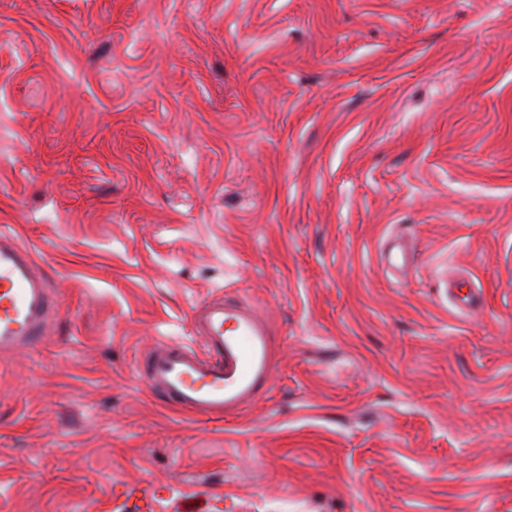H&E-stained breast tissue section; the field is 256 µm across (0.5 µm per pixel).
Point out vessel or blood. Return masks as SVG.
<instances>
[{
    "instance_id": "b4317fda",
    "label": "vessel or blood",
    "mask_w": 512,
    "mask_h": 512,
    "mask_svg": "<svg viewBox=\"0 0 512 512\" xmlns=\"http://www.w3.org/2000/svg\"><path fill=\"white\" fill-rule=\"evenodd\" d=\"M459 312L483 307L481 291L460 294L448 286ZM53 285L40 272L32 250L17 237L0 233V353L39 346L56 313ZM204 353L158 344L138 369L155 393L177 408L204 415L238 413L267 386L275 366L270 323L244 302L224 297L203 301L192 316Z\"/></svg>"
}]
</instances>
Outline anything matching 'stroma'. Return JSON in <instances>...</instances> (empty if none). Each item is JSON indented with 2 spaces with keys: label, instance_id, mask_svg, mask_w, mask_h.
<instances>
[{
  "label": "stroma",
  "instance_id": "stroma-1",
  "mask_svg": "<svg viewBox=\"0 0 512 512\" xmlns=\"http://www.w3.org/2000/svg\"><path fill=\"white\" fill-rule=\"evenodd\" d=\"M1 230L0 512H512V0H0ZM212 297L277 330L221 417L137 374ZM55 286L39 271L32 250L0 233V353L39 346L56 313ZM449 296L456 299L455 307L459 312L465 314H474L479 312L483 307V297L481 290L476 288L470 289L469 293L462 296L459 295L461 288H455L454 285H448L446 289Z\"/></svg>",
  "mask_w": 512,
  "mask_h": 512
}]
</instances>
